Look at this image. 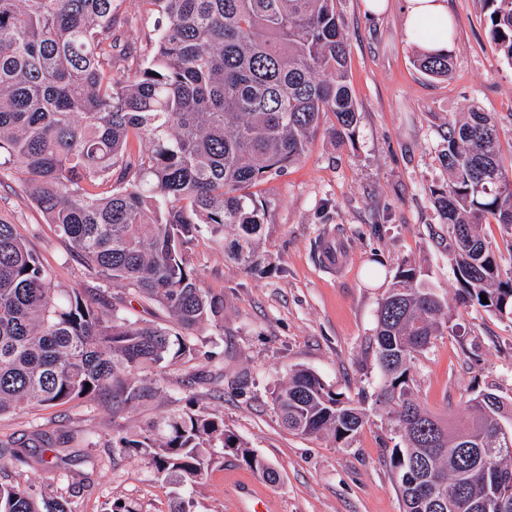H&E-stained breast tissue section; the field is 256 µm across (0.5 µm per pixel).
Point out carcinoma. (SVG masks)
I'll return each instance as SVG.
<instances>
[{
    "mask_svg": "<svg viewBox=\"0 0 512 512\" xmlns=\"http://www.w3.org/2000/svg\"><path fill=\"white\" fill-rule=\"evenodd\" d=\"M125 0H0V177L17 178L105 284L61 288L17 225L0 221V415L75 400L112 402L119 418L162 392L158 375L201 350L194 331L223 326L224 297L204 287L193 255L208 234L244 270L257 265L264 205L252 188L305 153L322 126L351 132L348 45L336 0H139L155 16L147 56L115 54ZM489 36L512 65V0H485ZM417 66L446 77L447 53ZM138 142V149L129 147ZM445 185L431 190L448 225L458 302L512 320V276L483 225L511 237L512 168L494 121L474 109L448 119ZM488 303H482L480 295ZM158 306L164 322H132L128 298ZM443 301L410 265L379 303L373 342L377 402L402 443L390 467L402 512H512V399L492 389L465 402L475 457L416 396L415 360L456 329ZM296 435L343 443L365 413L313 371H294L272 396ZM208 448H223L269 483L278 471L224 419L189 407L112 435V461L132 457L196 484ZM0 448V512H71L80 483L48 442L34 462L58 473L36 488Z\"/></svg>",
    "mask_w": 512,
    "mask_h": 512,
    "instance_id": "cac0c4a2",
    "label": "carcinoma"
}]
</instances>
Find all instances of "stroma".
<instances>
[{
	"mask_svg": "<svg viewBox=\"0 0 512 512\" xmlns=\"http://www.w3.org/2000/svg\"><path fill=\"white\" fill-rule=\"evenodd\" d=\"M401 8L402 0H392L389 12L370 17L363 0H336L358 123L340 143L318 134L299 161L257 186L267 209L257 267L226 261L208 238L197 244L193 260L206 287L224 297L223 329L199 330L206 350L223 356V377L203 381L210 366L202 358L168 368L160 396L122 420L130 431L194 401L223 417L278 470L279 482L261 480L219 448L210 451L207 477L193 485L135 458L112 464L102 456L113 432L104 401L1 415L0 442L23 456L44 439H64L65 453L93 484L73 497V512H111L116 501L137 512H172L180 501L188 512H239L241 483L273 512H401L388 463L400 437L375 407L382 378L370 338L378 304L406 261L452 301L461 326L418 356L422 404L461 427L472 391L493 387L512 398V320L454 303L448 232L430 194L447 178L441 153L449 116L472 107L488 114L500 129L504 160L512 159V65L488 36L484 0H448L452 71L445 79L426 76ZM0 220L18 225L59 285L92 287L46 215L10 178L0 180ZM326 245L336 252V269L322 258ZM297 369L314 371L367 409L368 422L348 443L301 437L282 425L272 394Z\"/></svg>",
	"mask_w": 512,
	"mask_h": 512,
	"instance_id": "obj_1",
	"label": "stroma"
}]
</instances>
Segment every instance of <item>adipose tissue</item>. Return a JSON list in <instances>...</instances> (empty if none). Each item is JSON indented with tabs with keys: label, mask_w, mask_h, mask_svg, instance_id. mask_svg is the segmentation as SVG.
Wrapping results in <instances>:
<instances>
[{
	"label": "adipose tissue",
	"mask_w": 512,
	"mask_h": 512,
	"mask_svg": "<svg viewBox=\"0 0 512 512\" xmlns=\"http://www.w3.org/2000/svg\"><path fill=\"white\" fill-rule=\"evenodd\" d=\"M402 22L408 41L422 51H447L452 26L447 0H404Z\"/></svg>",
	"instance_id": "adipose-tissue-1"
}]
</instances>
